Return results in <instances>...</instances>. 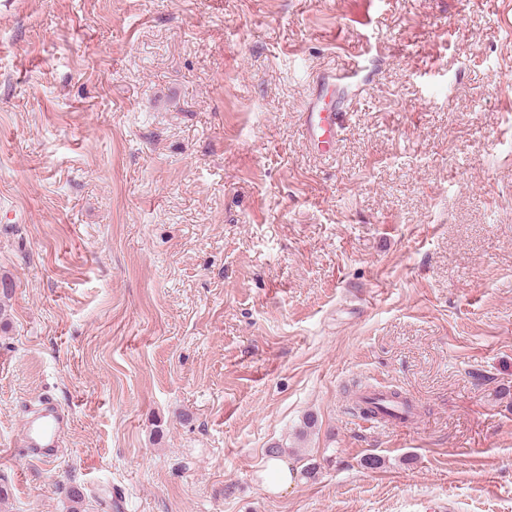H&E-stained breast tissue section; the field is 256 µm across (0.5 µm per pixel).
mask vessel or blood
I'll return each instance as SVG.
<instances>
[{"instance_id": "vessel-or-blood-1", "label": "vessel or blood", "mask_w": 512, "mask_h": 512, "mask_svg": "<svg viewBox=\"0 0 512 512\" xmlns=\"http://www.w3.org/2000/svg\"><path fill=\"white\" fill-rule=\"evenodd\" d=\"M347 121L348 115L344 112L319 113L316 120L307 124L310 145H318L323 139L335 140ZM69 423V414L62 406L53 398H42L23 422L20 446L24 455L42 463L55 462Z\"/></svg>"}]
</instances>
